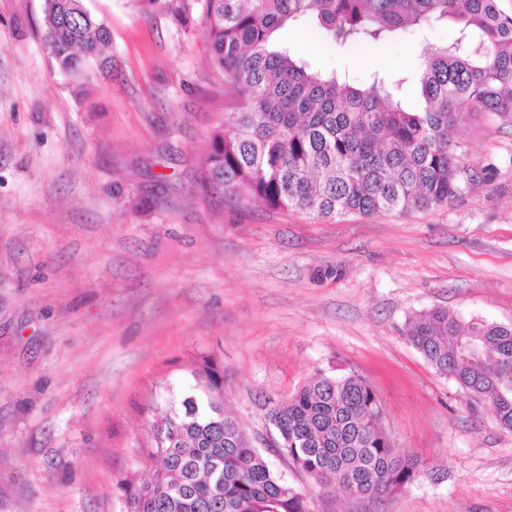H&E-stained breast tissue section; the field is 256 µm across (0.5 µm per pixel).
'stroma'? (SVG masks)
Instances as JSON below:
<instances>
[{"label": "stroma", "mask_w": 512, "mask_h": 512, "mask_svg": "<svg viewBox=\"0 0 512 512\" xmlns=\"http://www.w3.org/2000/svg\"><path fill=\"white\" fill-rule=\"evenodd\" d=\"M44 0H0V512H125L150 464L162 386L196 356L224 403L311 512H512V431L405 334L445 307L512 325V123L455 132L483 177L453 206L323 223L206 192L198 177L232 110L198 22L86 0L109 27L111 78L60 73ZM434 21L364 50L312 26L279 40L323 73L376 71L418 96ZM375 390L415 480L382 501L322 491L272 447L270 403L320 370Z\"/></svg>", "instance_id": "1"}]
</instances>
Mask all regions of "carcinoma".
I'll return each mask as SVG.
<instances>
[{
	"label": "carcinoma",
	"mask_w": 512,
	"mask_h": 512,
	"mask_svg": "<svg viewBox=\"0 0 512 512\" xmlns=\"http://www.w3.org/2000/svg\"><path fill=\"white\" fill-rule=\"evenodd\" d=\"M142 13L200 20L210 65L234 97L227 128L204 159L200 186L230 199L332 221L347 214L446 208L479 172L464 165L454 133L468 118L512 119V9L503 0H132ZM456 19V40L422 58L421 96L404 102L374 74L367 84L315 71L276 39L304 21L333 44L372 46L433 19ZM108 26L85 0H44L42 44L58 69L93 64L112 75ZM460 321L446 308L415 315L408 336L427 363L478 397H491L512 430V326L483 319L467 335L484 350L459 354ZM153 422L149 471L125 488L126 512H310L275 473L239 421L224 412V370L202 356ZM372 386L355 373L320 371L267 418L277 451L320 486L382 499L414 481L417 462L379 422Z\"/></svg>",
	"instance_id": "cac0c4a2"
}]
</instances>
